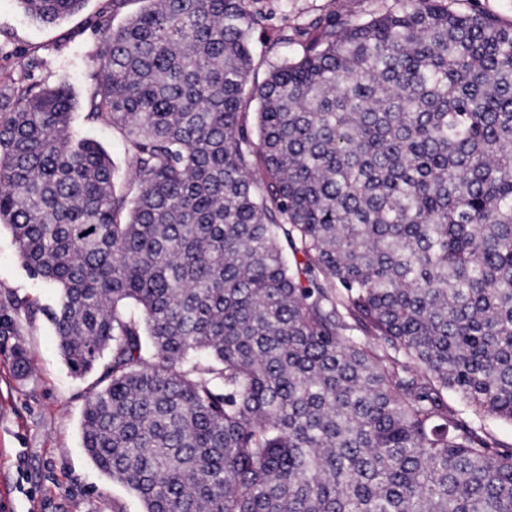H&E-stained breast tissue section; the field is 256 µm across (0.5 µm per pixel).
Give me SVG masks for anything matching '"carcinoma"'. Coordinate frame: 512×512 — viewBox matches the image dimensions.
I'll use <instances>...</instances> for the list:
<instances>
[{
	"mask_svg": "<svg viewBox=\"0 0 512 512\" xmlns=\"http://www.w3.org/2000/svg\"><path fill=\"white\" fill-rule=\"evenodd\" d=\"M138 2L87 96L121 190L69 85L0 66V223L71 372L111 354L85 453L143 512H512V23L317 17L260 81L253 0Z\"/></svg>",
	"mask_w": 512,
	"mask_h": 512,
	"instance_id": "obj_1",
	"label": "carcinoma"
}]
</instances>
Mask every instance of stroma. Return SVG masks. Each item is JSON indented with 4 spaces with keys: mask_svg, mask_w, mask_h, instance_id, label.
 <instances>
[{
    "mask_svg": "<svg viewBox=\"0 0 512 512\" xmlns=\"http://www.w3.org/2000/svg\"><path fill=\"white\" fill-rule=\"evenodd\" d=\"M395 0H259L267 18L251 41L258 76L283 55L277 43L283 27L338 12L368 19L394 8ZM112 9L110 0H87L83 10L54 25L33 21L18 0H0V53L15 74H30L53 86L67 79L75 95L74 131L97 140L114 162L118 184L133 174L121 137L86 120L83 108L97 69L91 55L98 36L91 22ZM55 286L33 278L7 225L0 224V316L11 318L0 333V512H143L139 498L113 482L81 446V421L98 372L71 374L47 315ZM29 362L17 376L14 354Z\"/></svg>",
    "mask_w": 512,
    "mask_h": 512,
    "instance_id": "stroma-1",
    "label": "stroma"
}]
</instances>
